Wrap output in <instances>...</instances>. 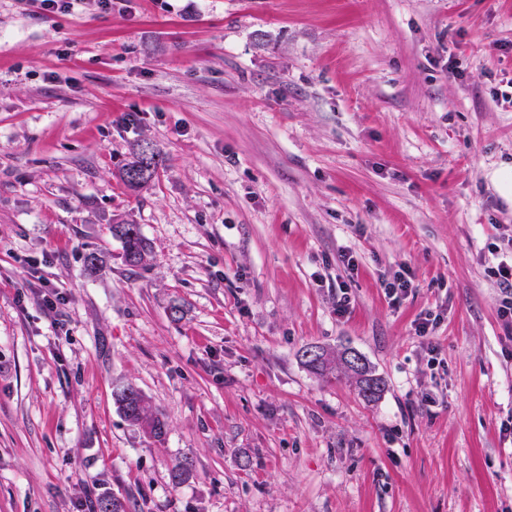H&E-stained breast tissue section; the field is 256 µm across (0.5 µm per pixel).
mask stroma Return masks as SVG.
I'll return each mask as SVG.
<instances>
[{
    "label": "stroma",
    "instance_id": "stroma-1",
    "mask_svg": "<svg viewBox=\"0 0 512 512\" xmlns=\"http://www.w3.org/2000/svg\"><path fill=\"white\" fill-rule=\"evenodd\" d=\"M511 80L512 0H0V512H512ZM142 148L138 150V152L135 153V156L133 158V161L128 163L126 167L124 168L122 172V181L123 184L130 190H138L142 186H144L146 183H148L151 179H153L159 170V167L163 164V157L161 155V152L154 147V153L152 156V165H153V172L147 177H140L139 180L134 181V177L132 176V171L136 168V166L141 161L142 156ZM112 235L122 242L123 258L129 266H142L147 263L151 247L144 237L139 224H113ZM134 258V263H128ZM510 256L502 253L501 260L495 267L489 268V273L496 278L503 288V295L499 300L498 315L503 320L506 329L512 328V238L510 239ZM412 286L411 276L405 269L396 272L391 280L384 283L385 294L393 303H399ZM137 397V404L132 406L130 396ZM115 403L125 419L151 438L161 441L166 434V423L159 413H154L144 395L133 386L123 387L114 393Z\"/></svg>",
    "mask_w": 512,
    "mask_h": 512
}]
</instances>
